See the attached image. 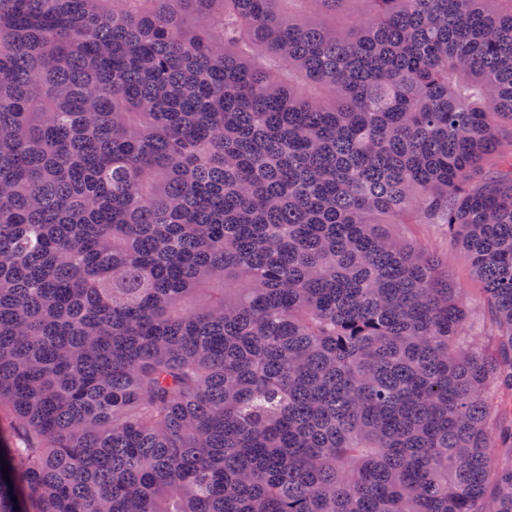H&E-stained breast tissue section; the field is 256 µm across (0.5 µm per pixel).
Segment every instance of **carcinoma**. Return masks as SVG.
I'll return each instance as SVG.
<instances>
[{
	"instance_id": "obj_1",
	"label": "carcinoma",
	"mask_w": 512,
	"mask_h": 512,
	"mask_svg": "<svg viewBox=\"0 0 512 512\" xmlns=\"http://www.w3.org/2000/svg\"><path fill=\"white\" fill-rule=\"evenodd\" d=\"M0 512H512V0H0ZM402 234L410 236L427 248L451 249L445 231L441 225L437 224H414L408 227L399 228ZM448 275L459 288H465L468 307L471 313L470 325L478 335L484 334L482 314L479 306V285L470 273V262L467 254L459 247H453Z\"/></svg>"
}]
</instances>
